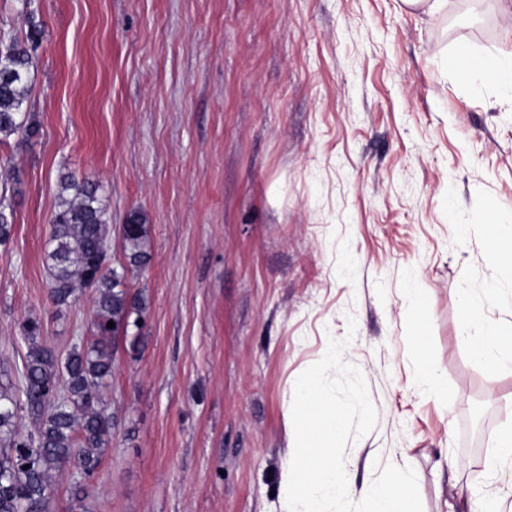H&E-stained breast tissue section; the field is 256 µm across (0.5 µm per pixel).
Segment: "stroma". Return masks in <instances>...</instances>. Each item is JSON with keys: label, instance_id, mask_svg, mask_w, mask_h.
I'll use <instances>...</instances> for the list:
<instances>
[{"label": "stroma", "instance_id": "35a3bbf8", "mask_svg": "<svg viewBox=\"0 0 512 512\" xmlns=\"http://www.w3.org/2000/svg\"><path fill=\"white\" fill-rule=\"evenodd\" d=\"M42 38L35 141L0 140V389L17 391L18 323L67 352L91 301L48 299L59 178L100 186L112 265L120 227L146 224L127 273L148 303L104 390L112 432L83 500L54 476L56 512H282L297 377L329 338L377 409L346 447L372 484L412 468L423 512H512V471L486 467L512 426V374L475 360L460 299L512 318V269L480 225L512 220V101L449 71L455 48L512 53V0H33ZM423 344H415L417 334ZM446 401L414 383L416 358ZM452 460L445 468L443 460Z\"/></svg>", "mask_w": 512, "mask_h": 512}]
</instances>
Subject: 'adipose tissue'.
I'll return each instance as SVG.
<instances>
[{"label":"adipose tissue","instance_id":"obj_1","mask_svg":"<svg viewBox=\"0 0 512 512\" xmlns=\"http://www.w3.org/2000/svg\"><path fill=\"white\" fill-rule=\"evenodd\" d=\"M451 69L465 68L472 82H493L504 94L512 96V54L473 52L460 48L448 57ZM463 333L472 341L476 360L496 372L512 371V322L505 323L488 316L480 303L463 302Z\"/></svg>","mask_w":512,"mask_h":512}]
</instances>
